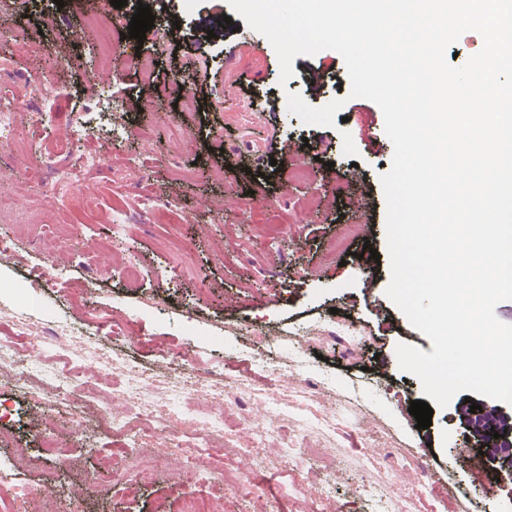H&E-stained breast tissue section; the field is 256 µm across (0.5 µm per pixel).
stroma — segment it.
Returning <instances> with one entry per match:
<instances>
[{
	"instance_id": "1",
	"label": "stroma",
	"mask_w": 512,
	"mask_h": 512,
	"mask_svg": "<svg viewBox=\"0 0 512 512\" xmlns=\"http://www.w3.org/2000/svg\"><path fill=\"white\" fill-rule=\"evenodd\" d=\"M157 2L143 42L159 60L154 104L135 112L131 103L144 85L124 62L119 30L111 32L107 64L96 28L85 24L89 16L114 20L111 0H0L10 53L0 58V98L21 104L18 136L0 144V196L11 199L0 208V237L13 247L0 261V344L17 345L22 325L55 329L173 385L182 369L217 362L225 377L249 379L257 391L249 412L228 413L227 433L256 419L275 421L280 435L258 458L228 448L215 472L179 482L183 449L199 444L196 424L211 400L175 391L162 401L168 466L152 485L136 488L123 432L108 422L87 420L68 435L50 426L57 453L27 468L18 451L32 445L39 415L32 395L63 368L56 351L40 350L28 354L26 371L0 383V480L46 489L61 471L71 491L103 464L123 472L111 495L88 498L84 512H182L189 497H220L224 512H249L232 488L244 472L267 512H322L327 502L334 512H512V461L484 452L470 413L471 404L480 405L512 437V405L463 391L434 408L429 428L412 431L405 420L424 394L420 380L400 370L396 346L426 353L433 346L386 296L380 177L393 145L379 106L344 99L341 121L304 124L289 114L285 94L316 107L340 98L348 74L339 53L295 57L283 86L272 44L232 14L227 0ZM227 14L232 22L221 44L207 40ZM171 15L186 30L157 40ZM74 30L81 39H71ZM40 60L54 64L65 94L35 103L28 87ZM175 76L190 82L197 109L174 106L166 86ZM316 83L325 87L317 98ZM104 150L112 151L111 163L82 171L79 182L55 184L44 195L27 191V183L50 180L51 161ZM117 205L127 215L119 240L110 232ZM57 224L71 231L62 252L52 243ZM343 224L364 233L325 257L324 244ZM273 225L281 228L275 237ZM367 244L380 255L370 275L359 258ZM131 263L144 273L134 288L125 279ZM45 272L56 284L41 281ZM345 322L357 337L340 332ZM263 359L290 365L287 379L267 376ZM311 381L323 383L327 402L298 396ZM463 446L479 452L470 474L456 464ZM359 458L368 472L353 468ZM389 476L391 497L373 495L370 483Z\"/></svg>"
}]
</instances>
